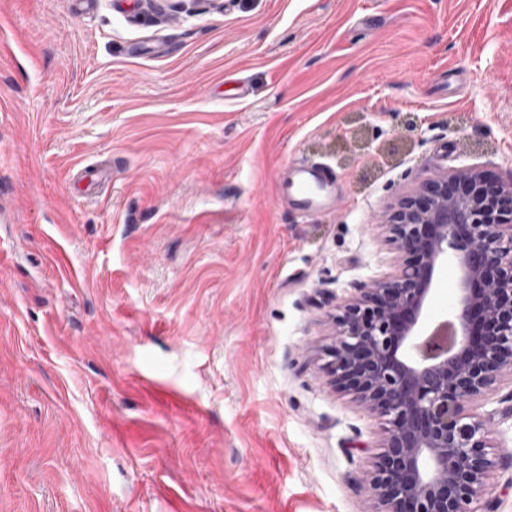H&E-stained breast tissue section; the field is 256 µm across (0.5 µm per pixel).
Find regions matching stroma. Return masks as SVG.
Here are the masks:
<instances>
[{"instance_id":"stroma-1","label":"stroma","mask_w":512,"mask_h":512,"mask_svg":"<svg viewBox=\"0 0 512 512\" xmlns=\"http://www.w3.org/2000/svg\"><path fill=\"white\" fill-rule=\"evenodd\" d=\"M300 160L330 208L279 205ZM471 167L512 181V0H0V512H377L316 348Z\"/></svg>"}]
</instances>
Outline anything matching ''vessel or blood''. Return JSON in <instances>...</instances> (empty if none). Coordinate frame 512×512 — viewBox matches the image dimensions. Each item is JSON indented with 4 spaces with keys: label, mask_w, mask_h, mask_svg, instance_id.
I'll list each match as a JSON object with an SVG mask.
<instances>
[{
    "label": "vessel or blood",
    "mask_w": 512,
    "mask_h": 512,
    "mask_svg": "<svg viewBox=\"0 0 512 512\" xmlns=\"http://www.w3.org/2000/svg\"><path fill=\"white\" fill-rule=\"evenodd\" d=\"M329 167L305 161L287 168L276 193L283 206H290L306 215L329 207L332 193L328 183Z\"/></svg>",
    "instance_id": "vessel-or-blood-1"
}]
</instances>
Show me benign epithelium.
Masks as SVG:
<instances>
[{
  "mask_svg": "<svg viewBox=\"0 0 512 512\" xmlns=\"http://www.w3.org/2000/svg\"><path fill=\"white\" fill-rule=\"evenodd\" d=\"M512 182L475 168L435 176L405 197L389 229L405 262L358 289L336 315L323 372L385 424L368 478L378 512H476L492 494L494 417L471 409L512 377ZM459 270L452 318L421 326L442 260ZM482 311L478 334L471 332Z\"/></svg>",
  "mask_w": 512,
  "mask_h": 512,
  "instance_id": "obj_1",
  "label": "benign epithelium"
}]
</instances>
